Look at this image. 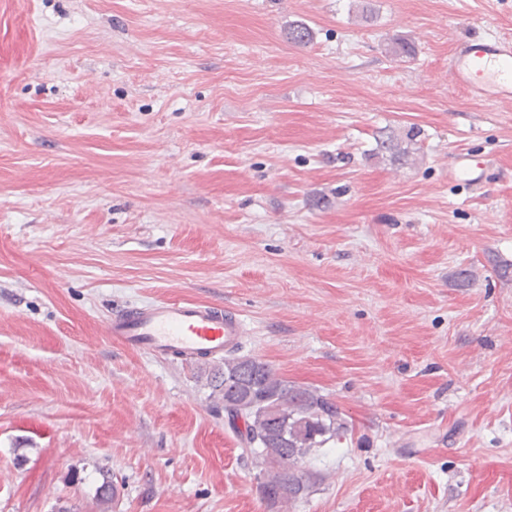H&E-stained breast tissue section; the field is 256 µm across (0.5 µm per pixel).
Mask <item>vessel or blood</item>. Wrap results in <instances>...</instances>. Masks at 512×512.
I'll use <instances>...</instances> for the list:
<instances>
[{
  "label": "vessel or blood",
  "mask_w": 512,
  "mask_h": 512,
  "mask_svg": "<svg viewBox=\"0 0 512 512\" xmlns=\"http://www.w3.org/2000/svg\"><path fill=\"white\" fill-rule=\"evenodd\" d=\"M448 73L470 93L512 102V40H459ZM451 180L475 189L482 166L457 152L448 170ZM105 333L122 344L154 356L216 357L240 344L245 327L231 312L204 302L160 301L130 306L115 313Z\"/></svg>",
  "instance_id": "vessel-or-blood-1"
}]
</instances>
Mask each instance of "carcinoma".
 I'll use <instances>...</instances> for the list:
<instances>
[{
	"label": "carcinoma",
	"mask_w": 512,
	"mask_h": 512,
	"mask_svg": "<svg viewBox=\"0 0 512 512\" xmlns=\"http://www.w3.org/2000/svg\"><path fill=\"white\" fill-rule=\"evenodd\" d=\"M313 32L303 22L288 27V41L305 45ZM411 134L380 142L395 161L408 153ZM214 392L224 400V415L234 425L237 414L246 421L247 453L263 469L261 485L270 506L293 504L306 497L317 482L305 460L352 431L346 416L316 389L288 382L263 360L231 349L210 376Z\"/></svg>",
	"instance_id": "cac0c4a2"
}]
</instances>
